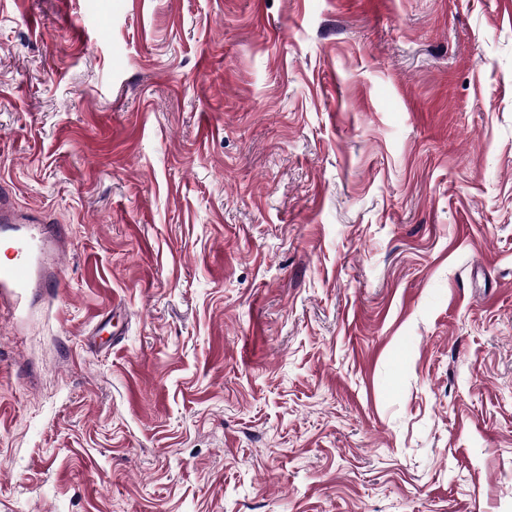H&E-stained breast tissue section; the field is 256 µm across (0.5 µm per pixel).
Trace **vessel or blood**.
Returning <instances> with one entry per match:
<instances>
[{
	"mask_svg": "<svg viewBox=\"0 0 512 512\" xmlns=\"http://www.w3.org/2000/svg\"><path fill=\"white\" fill-rule=\"evenodd\" d=\"M26 214L16 210L12 194L6 186H0V230L10 231L12 225L27 223ZM13 247L7 263H0V295L23 296L28 289L42 285L41 270L46 257L44 238L18 234L12 240Z\"/></svg>",
	"mask_w": 512,
	"mask_h": 512,
	"instance_id": "b4317fda",
	"label": "vessel or blood"
}]
</instances>
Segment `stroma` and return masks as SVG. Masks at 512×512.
Wrapping results in <instances>:
<instances>
[{
  "instance_id": "35a3bbf8",
  "label": "stroma",
  "mask_w": 512,
  "mask_h": 512,
  "mask_svg": "<svg viewBox=\"0 0 512 512\" xmlns=\"http://www.w3.org/2000/svg\"><path fill=\"white\" fill-rule=\"evenodd\" d=\"M0 512H512V0H0ZM29 222L26 214L16 210L12 200L11 190L4 185L0 186V233L12 230L11 225L26 224ZM9 262L0 263V295L21 297L29 288H36L50 279L42 278L46 244L42 237L18 234L11 241Z\"/></svg>"
}]
</instances>
